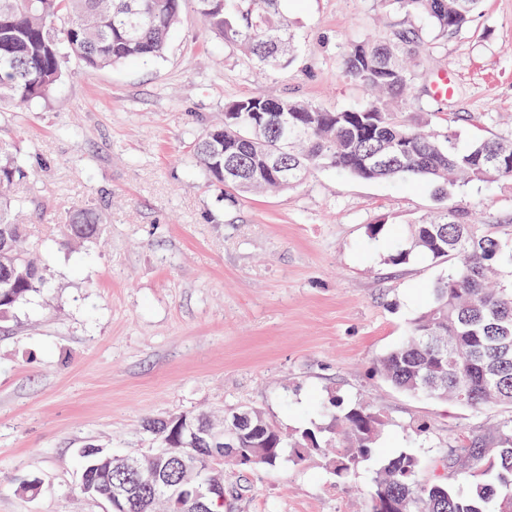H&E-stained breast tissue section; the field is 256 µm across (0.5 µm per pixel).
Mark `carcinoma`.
<instances>
[{
	"label": "carcinoma",
	"instance_id": "carcinoma-1",
	"mask_svg": "<svg viewBox=\"0 0 512 512\" xmlns=\"http://www.w3.org/2000/svg\"><path fill=\"white\" fill-rule=\"evenodd\" d=\"M185 0H0V104H27L44 98L61 79L70 55L91 69L129 60L162 57L180 22ZM205 29L239 48L259 67L287 68L293 61L296 34L281 10L282 0H193ZM390 11L420 17L440 38L460 31L483 0H379ZM424 37L401 27L382 37L368 36L350 47L344 59L348 77L377 92L366 105L330 111L291 97L246 96L224 106V124L203 130L195 139L192 160L211 182L245 193L287 190L269 167L278 156L288 172L306 180L328 166L367 180L418 178L439 188L460 181L491 183L512 178V141L477 138L469 148L456 146L453 134L426 133L405 119L394 103L410 89L413 72L407 59ZM288 115V134L281 119ZM500 153L509 162L494 171L487 158ZM29 161L0 141V186L28 177ZM11 199L0 197V320L46 288L44 252L26 244L27 228L11 217ZM98 213L76 208L64 224L62 244L83 245L99 237ZM425 257L451 261L433 288L431 302L410 322L409 336L376 360L375 370L393 388L428 395L469 408L512 406V240L478 235L453 206L408 225L407 238L387 255L392 266ZM324 420L284 435L259 409L246 410L248 426L228 449L243 474L275 470L318 454L326 470L346 480L372 456L385 426L383 415L362 403L343 405L332 394L322 403ZM172 416L148 419L144 429L154 447L168 452L155 468L173 479L175 457L202 456L178 440ZM112 452L90 444L82 451V470ZM444 469L457 480L418 479L419 458L401 451L380 462L371 512L386 500L394 512H512V420L488 434L464 440L461 453L443 457ZM97 495L106 482H125L137 495L124 512H195L191 501L175 506L153 493V476L144 471L90 472Z\"/></svg>",
	"mask_w": 512,
	"mask_h": 512
}]
</instances>
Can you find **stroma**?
<instances>
[{"label": "stroma", "mask_w": 512, "mask_h": 512, "mask_svg": "<svg viewBox=\"0 0 512 512\" xmlns=\"http://www.w3.org/2000/svg\"><path fill=\"white\" fill-rule=\"evenodd\" d=\"M300 36L283 70L245 62L210 35L191 5L163 59L87 68L67 57L44 99L0 112V139L32 164L13 188L30 244L55 238L77 207L98 212L102 237L53 246L47 288L0 322V512H104L80 491V452L150 448L146 419L261 408L284 431L321 420L327 394L387 418L377 454L406 449L433 480L466 435L512 420L409 396L375 374L430 301L447 264L384 257L406 224L452 205L478 232L512 238V179L453 189L388 183L324 167L298 187L239 195L207 182L190 145L242 96H282L329 110L365 105L343 58L361 37L419 26L379 0H283ZM404 112L432 114L459 148L512 139V0L445 39H427ZM452 71V98L432 94ZM380 224V239L367 227ZM373 470L342 485L320 457L248 473L249 492L224 512H368Z\"/></svg>", "instance_id": "stroma-1"}]
</instances>
